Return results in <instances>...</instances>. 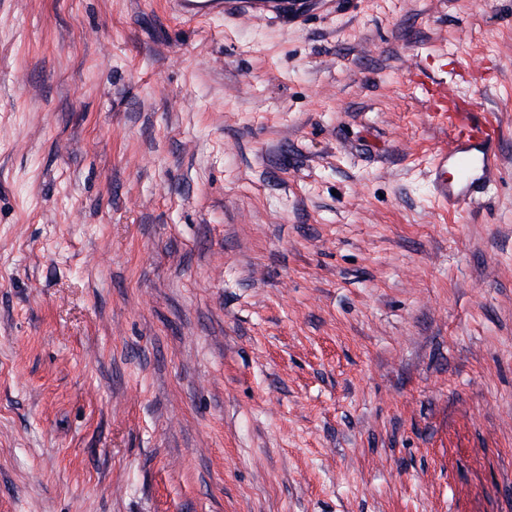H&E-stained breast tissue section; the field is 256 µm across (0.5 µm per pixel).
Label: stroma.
Instances as JSON below:
<instances>
[{
  "label": "stroma",
  "mask_w": 512,
  "mask_h": 512,
  "mask_svg": "<svg viewBox=\"0 0 512 512\" xmlns=\"http://www.w3.org/2000/svg\"><path fill=\"white\" fill-rule=\"evenodd\" d=\"M0 512H512V0H0ZM175 13L186 21L229 13L272 16L282 23L298 21L308 4L299 0H172ZM425 93L431 118L447 128L450 137L449 149L436 151L430 164L434 198L448 208L473 204L497 174L503 127L490 122L471 102L451 100L446 82L430 80Z\"/></svg>",
  "instance_id": "1"
}]
</instances>
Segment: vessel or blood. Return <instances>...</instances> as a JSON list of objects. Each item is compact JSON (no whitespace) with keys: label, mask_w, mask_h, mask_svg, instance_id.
<instances>
[{"label":"vessel or blood","mask_w":512,"mask_h":512,"mask_svg":"<svg viewBox=\"0 0 512 512\" xmlns=\"http://www.w3.org/2000/svg\"><path fill=\"white\" fill-rule=\"evenodd\" d=\"M172 5L175 13L188 21L236 13L287 23L300 20L308 9L306 0H172ZM425 93L431 118L447 128L450 137L449 147L436 151L430 164L434 198L448 208L473 204L497 174L503 128L472 103L451 100L446 82L430 81Z\"/></svg>","instance_id":"b4317fda"}]
</instances>
